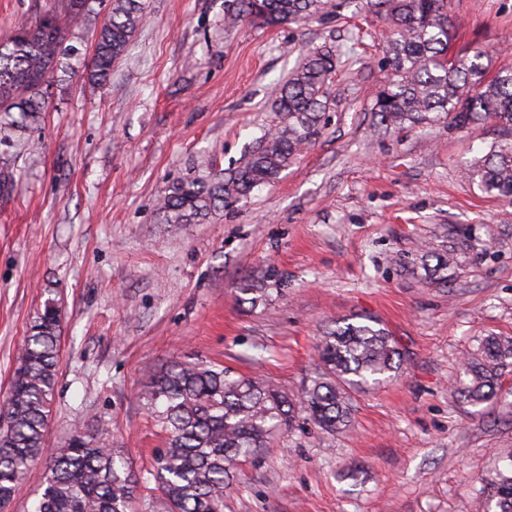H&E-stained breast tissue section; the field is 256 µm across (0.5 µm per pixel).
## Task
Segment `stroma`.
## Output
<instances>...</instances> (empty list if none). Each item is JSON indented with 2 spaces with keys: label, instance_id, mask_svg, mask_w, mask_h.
Listing matches in <instances>:
<instances>
[{
  "label": "stroma",
  "instance_id": "1",
  "mask_svg": "<svg viewBox=\"0 0 512 512\" xmlns=\"http://www.w3.org/2000/svg\"><path fill=\"white\" fill-rule=\"evenodd\" d=\"M145 4L110 79L58 82L40 126L0 146V400L55 299L50 446L107 423L138 480L134 512H166L150 474L165 435L137 398L157 370L201 359L293 395L324 332L369 316L399 341L400 375L356 395L352 429L276 437L224 512H483L512 408L470 412L454 383L481 339L512 336V204L460 176L492 126L378 128L383 19L356 45L338 14L228 28L225 0ZM448 15L453 51L512 66V0H448ZM330 44L358 63L331 87L316 144L208 223L161 224L162 191L231 167L276 123L271 93L301 48ZM443 251L454 260L438 272ZM243 278L265 282L264 304L236 301Z\"/></svg>",
  "mask_w": 512,
  "mask_h": 512
}]
</instances>
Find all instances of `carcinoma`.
I'll return each instance as SVG.
<instances>
[{
	"label": "carcinoma",
	"instance_id": "1",
	"mask_svg": "<svg viewBox=\"0 0 512 512\" xmlns=\"http://www.w3.org/2000/svg\"><path fill=\"white\" fill-rule=\"evenodd\" d=\"M107 4L84 80L105 82L146 19L144 0H51L31 21L0 38V145L40 124L48 90L64 60L80 56L73 42ZM330 0H236L228 26L253 17L268 25L323 20ZM360 10L388 20L381 67L388 72L372 112L387 131L430 120L456 128L492 123L497 135L461 167L462 176L490 198L512 202V67L491 71L484 54H449L447 0H365ZM340 67L331 46L307 49L272 94L275 128L237 162L166 187L157 210L164 224H203L224 203L243 200L276 178L314 144L326 124L328 87ZM237 299L254 306L266 289L243 280ZM318 363L301 392L290 396L266 378L226 367L173 361L141 392L143 405L167 434L153 477L167 512H224V495L239 465L310 421L333 434L352 425L353 394L396 377L405 355L379 321L336 326L317 346ZM60 314L53 299L30 325L7 397L0 405V512L17 496L30 465L49 459L33 512H132L136 478L125 468L107 429L77 431L45 455L51 399L60 370ZM512 370V337L490 334L463 361L456 388L462 403L498 402L502 376ZM489 481L495 503L486 512H512V454Z\"/></svg>",
	"mask_w": 512,
	"mask_h": 512
}]
</instances>
